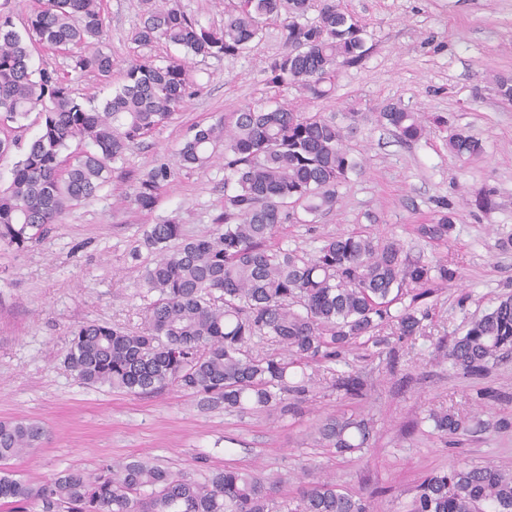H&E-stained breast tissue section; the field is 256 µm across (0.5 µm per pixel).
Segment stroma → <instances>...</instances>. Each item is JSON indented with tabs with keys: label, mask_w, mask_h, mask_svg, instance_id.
Returning <instances> with one entry per match:
<instances>
[{
	"label": "stroma",
	"mask_w": 512,
	"mask_h": 512,
	"mask_svg": "<svg viewBox=\"0 0 512 512\" xmlns=\"http://www.w3.org/2000/svg\"><path fill=\"white\" fill-rule=\"evenodd\" d=\"M103 4L104 49L116 61L113 83L121 82L130 60L180 56L169 43H131L142 0ZM340 4L365 22L368 54L343 70L328 98L292 91L285 97L300 111L347 127L345 147L362 170L339 187L331 212L313 224L283 225L272 244L312 254L323 237L362 231L398 240L412 257L448 260L456 277L429 299L422 335L403 339L384 328L378 344L320 368V382L297 408L272 414L203 408L196 396L174 388L127 394L88 387L63 364L70 333L83 323L140 329L153 300L140 278L156 258L143 244L150 225L175 218L189 236L213 229L224 209L223 158L170 182L153 211L138 209L130 196L138 177L173 159L191 128L231 119L273 96L266 68L285 45L280 22H269L241 55L190 61L193 96L165 127L131 145L121 177L76 202L42 242L22 252L0 246V420L31 419L48 431L40 447L11 462L20 477L38 481L104 460L144 459L202 481L233 465L282 479L283 497L330 477L369 494L372 512H404L414 486L431 471L465 463L512 469V429L471 433L452 448L427 419L440 408L473 420L512 418V359L478 378L453 371L435 351L463 336L512 287V250L499 246L500 237L512 233V103L497 93L499 77L512 76V0ZM33 64L65 76L80 101L98 102L109 93L94 73L74 69L68 53L39 48ZM387 100L425 117L419 141L402 143L377 123L374 114ZM460 130L482 141L481 157L449 151V138ZM482 188L494 194L486 212L470 203ZM443 201L456 214L448 242L420 238L417 226ZM344 372L361 376L365 399H347L336 389L335 377ZM487 390L495 399L484 398ZM345 409L373 418L370 447L343 456L313 447L312 426Z\"/></svg>",
	"instance_id": "35a3bbf8"
}]
</instances>
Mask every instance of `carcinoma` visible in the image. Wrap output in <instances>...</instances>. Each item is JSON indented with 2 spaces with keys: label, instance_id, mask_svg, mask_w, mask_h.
Masks as SVG:
<instances>
[{
  "label": "carcinoma",
  "instance_id": "obj_1",
  "mask_svg": "<svg viewBox=\"0 0 512 512\" xmlns=\"http://www.w3.org/2000/svg\"><path fill=\"white\" fill-rule=\"evenodd\" d=\"M10 0L0 4V159L18 147L10 125L39 112L40 131L0 189V245L24 250L60 224L73 203L109 182L131 144L170 122L192 94L186 60L128 63L124 83L98 105L84 106L67 80L31 65L35 45L71 54L74 68L111 83L112 54L99 48L106 30L102 0H41L15 30ZM145 19L131 42L148 47L172 43L192 56H238L259 37L268 20H281L285 51L268 68V83L310 99L329 96L342 70L368 52L366 26L336 0H321L317 19L300 22L310 0H231L224 25L204 27L176 0H142ZM378 123L405 143L426 128L417 113L384 103ZM345 130L319 112L290 103L248 105L227 126H199L175 162H159L138 181L133 203L155 208L164 187L181 173L210 163L224 147V212L217 228L185 238L174 219L153 224L144 245L159 253L144 267L142 285L157 295L144 327L124 330L86 323L71 331L64 365L81 384L107 385L141 394L169 386L203 395L237 412L284 408L288 396L304 397L314 384V365L366 346L386 326L402 337L423 330L421 303L455 277L448 262L411 260L394 240L362 233L326 237L313 255L274 248L270 240L288 222L307 224L331 212L338 188L359 162L343 146ZM73 141L87 149L64 154ZM448 148L459 157L483 153L478 139L457 133ZM455 213L444 204L417 227L430 241H446ZM410 298L397 313L391 307ZM281 352L255 354L253 339ZM512 354V293L472 321L465 335L443 352L450 367L481 377ZM337 389L365 396L363 380L340 375ZM434 430L452 437L465 422L432 411ZM320 448L339 455L360 452L375 436L372 419L331 414L311 432ZM37 421L0 422V505L11 512H370V503L334 481L303 487L295 506L274 497L276 482L253 470L227 466L199 482L174 476L145 461H103L90 471L70 469L32 482L7 469L41 444ZM409 512H512V472L492 465H465L432 472L415 489Z\"/></svg>",
  "mask_w": 512,
  "mask_h": 512
}]
</instances>
